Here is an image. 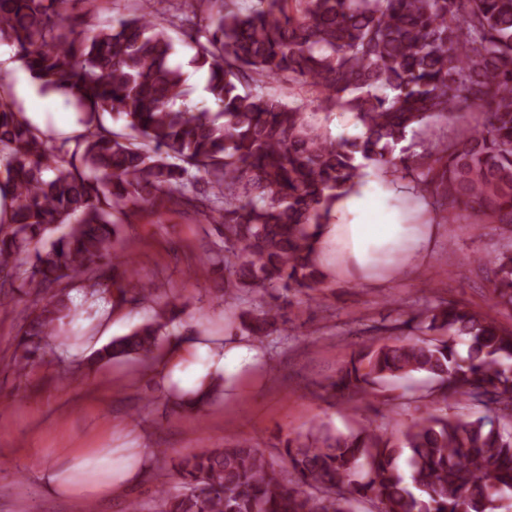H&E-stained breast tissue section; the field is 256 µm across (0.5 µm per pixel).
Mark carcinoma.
Listing matches in <instances>:
<instances>
[{
	"label": "carcinoma",
	"instance_id": "cac0c4a2",
	"mask_svg": "<svg viewBox=\"0 0 512 512\" xmlns=\"http://www.w3.org/2000/svg\"><path fill=\"white\" fill-rule=\"evenodd\" d=\"M87 28L69 0H0V44L78 112L61 144L27 122L0 83V297L28 283L34 315L17 343L24 374L73 317L72 285L114 306L153 301L114 248L139 210L190 206L224 229V302L280 292L312 300L320 226L368 166L412 184L436 224L512 233V0H155ZM193 50L216 107L187 103L171 32ZM280 84L281 91L268 90ZM477 112L472 125L466 116ZM123 121L116 130L105 116ZM362 133L334 137L332 116ZM60 227L66 231L53 237ZM491 301L512 309V244L487 260ZM112 266V280L103 269ZM177 307L95 352L148 364ZM263 342L288 337L279 304L240 314ZM367 332L326 386L349 401L388 395L420 374L432 410L388 437L321 425L278 458L241 441L178 459L158 476V512H504L512 499V329L438 299ZM462 398L475 415L448 413Z\"/></svg>",
	"mask_w": 512,
	"mask_h": 512
}]
</instances>
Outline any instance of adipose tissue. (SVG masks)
I'll return each instance as SVG.
<instances>
[{"instance_id": "adipose-tissue-1", "label": "adipose tissue", "mask_w": 512, "mask_h": 512, "mask_svg": "<svg viewBox=\"0 0 512 512\" xmlns=\"http://www.w3.org/2000/svg\"><path fill=\"white\" fill-rule=\"evenodd\" d=\"M409 193L405 182H393L383 174L370 172L359 179L353 193L336 205L328 224L319 230L313 257L331 277L350 275L376 286L395 266L414 269L429 258L438 232L429 221L428 211H421L416 224L405 223L402 213L370 224L353 223L356 213L369 210L380 200L400 199ZM193 351L208 359L211 373L234 380L254 364L259 355L252 343L214 346L196 342Z\"/></svg>"}]
</instances>
